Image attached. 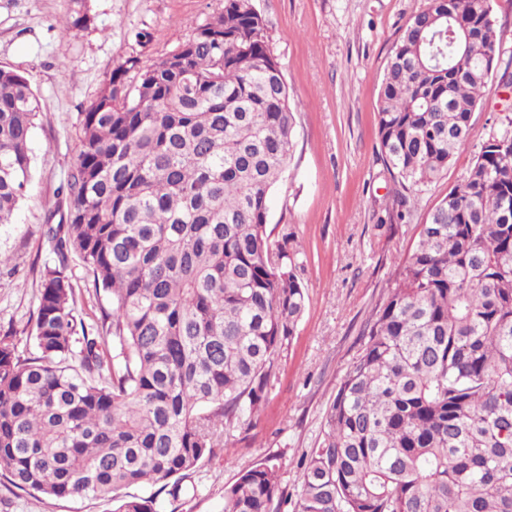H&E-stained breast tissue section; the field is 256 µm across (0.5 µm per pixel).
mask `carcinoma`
<instances>
[{
  "label": "carcinoma",
  "instance_id": "carcinoma-1",
  "mask_svg": "<svg viewBox=\"0 0 512 512\" xmlns=\"http://www.w3.org/2000/svg\"><path fill=\"white\" fill-rule=\"evenodd\" d=\"M179 48L127 57L82 113L34 352L0 339V476L16 489L113 512H155L133 486L180 497L251 424L305 312L297 254L266 234L295 124L265 20L253 0H224ZM499 56L491 0H428L409 19L378 110L403 188L448 169ZM38 112L27 80L0 68V224L30 181ZM73 256L109 299L99 326L77 312ZM394 278L287 512H512L511 118ZM282 495L265 457L224 487V512H271Z\"/></svg>",
  "mask_w": 512,
  "mask_h": 512
}]
</instances>
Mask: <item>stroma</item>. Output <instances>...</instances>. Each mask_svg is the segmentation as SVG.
Listing matches in <instances>:
<instances>
[{
	"label": "stroma",
	"mask_w": 512,
	"mask_h": 512,
	"mask_svg": "<svg viewBox=\"0 0 512 512\" xmlns=\"http://www.w3.org/2000/svg\"><path fill=\"white\" fill-rule=\"evenodd\" d=\"M427 0H254L295 104V136L274 190L266 231L299 250L306 311L278 359L268 397L252 423L188 478L172 499L144 487L157 512H223L224 488L261 458L279 457L282 487L300 484L299 463L323 437V420L341 379L363 346L362 332L394 286V269L412 252L419 224L460 182L490 127L512 117V99L492 78L472 114L473 137L440 178L409 195L387 170L376 131L384 67L400 30ZM224 0H0V67L24 76L40 101L30 142L32 176L10 223L0 224V338L32 351L39 271L53 263L46 239L65 204L56 195L74 165L82 112L112 69L129 56L148 65L184 43ZM87 26L64 31L78 10ZM151 33L146 45L135 34ZM77 309L99 325L108 301L80 260ZM108 499L33 496L0 483V512H112Z\"/></svg>",
	"instance_id": "obj_1"
}]
</instances>
